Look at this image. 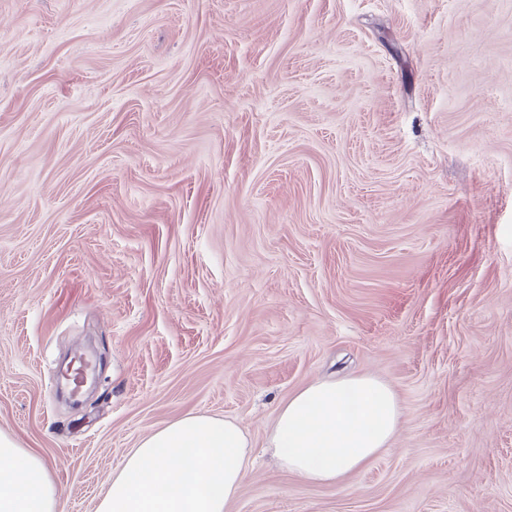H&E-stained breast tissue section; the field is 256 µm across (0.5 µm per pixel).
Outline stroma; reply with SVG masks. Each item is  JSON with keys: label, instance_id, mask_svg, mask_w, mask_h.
<instances>
[{"label": "stroma", "instance_id": "35a3bbf8", "mask_svg": "<svg viewBox=\"0 0 512 512\" xmlns=\"http://www.w3.org/2000/svg\"><path fill=\"white\" fill-rule=\"evenodd\" d=\"M348 374L394 442L279 468ZM187 414L251 437L225 512H512V0H0V432L96 512ZM402 421L397 394L375 376L315 382L279 408L267 448L282 469L337 485L389 448Z\"/></svg>", "mask_w": 512, "mask_h": 512}]
</instances>
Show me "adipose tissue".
Instances as JSON below:
<instances>
[{
  "label": "adipose tissue",
  "instance_id": "1",
  "mask_svg": "<svg viewBox=\"0 0 512 512\" xmlns=\"http://www.w3.org/2000/svg\"><path fill=\"white\" fill-rule=\"evenodd\" d=\"M403 408L381 379L315 382L292 396L268 435L279 466L337 485L399 433ZM250 439L237 420L186 415L143 437L103 491L96 512H224L249 468ZM44 459L0 433V512H58Z\"/></svg>",
  "mask_w": 512,
  "mask_h": 512
}]
</instances>
